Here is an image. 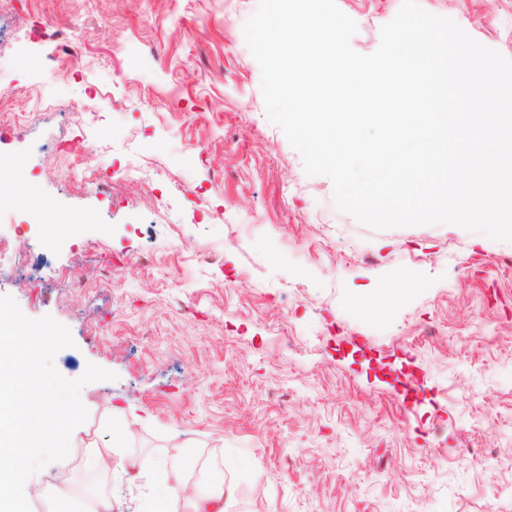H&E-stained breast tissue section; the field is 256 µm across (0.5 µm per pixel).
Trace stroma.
Masks as SVG:
<instances>
[{
    "instance_id": "obj_1",
    "label": "stroma",
    "mask_w": 512,
    "mask_h": 512,
    "mask_svg": "<svg viewBox=\"0 0 512 512\" xmlns=\"http://www.w3.org/2000/svg\"><path fill=\"white\" fill-rule=\"evenodd\" d=\"M419 2L512 59V0ZM401 3L337 0L352 48ZM256 7L0 0V160L37 187L0 196V295L69 328L64 378L115 373L80 390L84 443L137 432L71 487L140 512L130 459L189 448L224 512H512V242L339 210L267 118Z\"/></svg>"
}]
</instances>
